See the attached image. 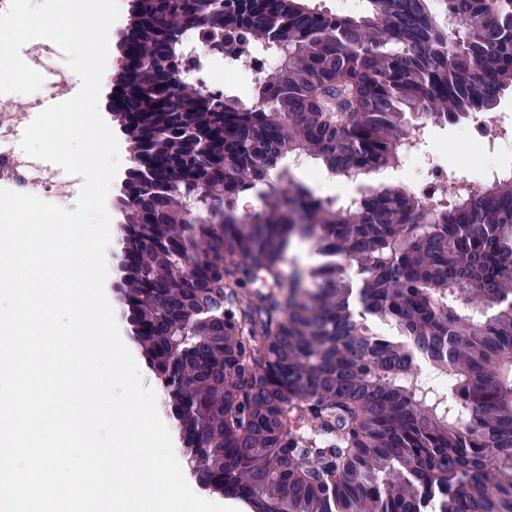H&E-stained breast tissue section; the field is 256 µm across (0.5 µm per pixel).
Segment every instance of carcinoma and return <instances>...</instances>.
<instances>
[{"instance_id": "carcinoma-1", "label": "carcinoma", "mask_w": 512, "mask_h": 512, "mask_svg": "<svg viewBox=\"0 0 512 512\" xmlns=\"http://www.w3.org/2000/svg\"><path fill=\"white\" fill-rule=\"evenodd\" d=\"M132 0L112 118L134 153L115 292L200 485L258 512H512V182L448 213L377 188L354 214L277 174L304 152L354 180L414 117L455 121L512 89V0ZM258 39L282 61L252 102L176 79L173 30ZM269 185L259 209L240 195ZM322 261L286 282L292 237ZM465 297L494 311L470 317ZM235 321L224 330V314ZM390 321L403 339L374 333ZM425 356L448 408L405 380ZM252 388L224 400L243 373Z\"/></svg>"}]
</instances>
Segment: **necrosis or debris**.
Returning <instances> with one entry per match:
<instances>
[{
  "label": "necrosis or debris",
  "instance_id": "4bbe7bcc",
  "mask_svg": "<svg viewBox=\"0 0 512 512\" xmlns=\"http://www.w3.org/2000/svg\"><path fill=\"white\" fill-rule=\"evenodd\" d=\"M205 38L192 31L182 38L181 51L186 61L183 78L195 81L204 93H224L241 101H250L252 93L264 75L279 64L277 54L255 45L230 43L223 52L203 53ZM24 61L44 74L38 94L19 99L0 94V186L41 198H70L77 183L60 169L45 161L27 156L15 147L16 138L24 132L44 108L46 99L67 98L71 85L55 65L56 46L45 39L27 43L21 50ZM466 162L432 166L428 178L413 195L427 207L447 208L451 201L448 188L465 178Z\"/></svg>",
  "mask_w": 512,
  "mask_h": 512
}]
</instances>
